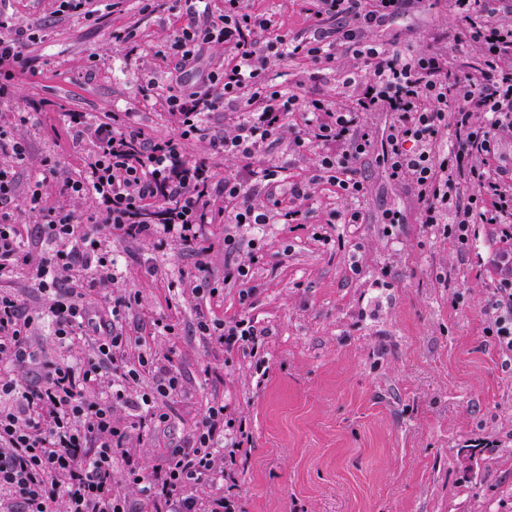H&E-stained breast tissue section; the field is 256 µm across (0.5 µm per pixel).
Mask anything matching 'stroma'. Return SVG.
Masks as SVG:
<instances>
[{"label": "stroma", "mask_w": 512, "mask_h": 512, "mask_svg": "<svg viewBox=\"0 0 512 512\" xmlns=\"http://www.w3.org/2000/svg\"><path fill=\"white\" fill-rule=\"evenodd\" d=\"M273 15L289 35L309 38L314 22L306 0H247ZM140 0H89L87 14L63 15L56 0H0V11L38 30L23 49L29 70L16 95L0 102V130L24 140L28 162L18 171L13 206L20 224L35 229L30 186L40 161H59L78 176L92 154L57 112H37L23 126L14 115L31 100L104 117L131 111L149 140L171 138L175 125L161 106L142 104L139 87H167L176 62L168 37L188 18L184 10L144 16ZM132 29L139 47L113 44L112 32ZM448 0H414L373 38L415 55L435 51L460 69L475 50L456 39ZM285 87L338 102L350 91L335 76L311 81L302 59L274 61ZM232 109L206 118L187 158H210L209 140L230 131ZM216 178L247 179L254 202L270 191L249 179L251 168L284 167L288 185L307 180L315 155H295L288 134L271 139L250 160L210 158ZM367 194L361 224L330 223L341 207L333 187L319 185L308 223L276 221L224 239V221L206 225L196 245L150 243L106 235L120 266L114 282L86 299L93 317L110 316L113 299L134 295L123 326L138 337L130 359L147 351L182 376L168 419L139 428L129 410L115 412L131 434L142 466L161 464L215 402L245 422L251 449L240 480L244 512H512V361L487 336L483 312L494 275L446 238L417 221L410 189L391 183L375 157L357 165ZM250 262L246 279L225 280L226 268ZM459 269L457 280L440 272ZM215 296L197 295L201 278ZM253 289L242 307V289ZM259 321L269 330L254 349L225 350L199 336V318ZM266 380H259V370Z\"/></svg>", "instance_id": "35a3bbf8"}]
</instances>
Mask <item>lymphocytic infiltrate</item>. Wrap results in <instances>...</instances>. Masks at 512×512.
Listing matches in <instances>:
<instances>
[{
    "mask_svg": "<svg viewBox=\"0 0 512 512\" xmlns=\"http://www.w3.org/2000/svg\"><path fill=\"white\" fill-rule=\"evenodd\" d=\"M410 0H311L317 24L312 39L298 41L271 17L249 9L245 0H224L222 14H212L208 0H170V9L185 8L189 22L168 38L165 49L177 74L167 90L143 85V103L158 102L172 117L176 137L146 141L126 116L114 112L95 119L67 112L63 119L90 139L95 153L83 177L59 180V163L41 161L38 189L30 209L41 223L47 245L37 254L24 231L3 205L16 194L17 166L28 161L24 141L0 135V276L23 269L34 278L48 302L39 316L53 325L58 347H81L89 312L83 295L114 282L112 249L103 228L125 238L162 248L177 240L194 245L205 225L214 223L209 202L221 197L229 226L268 224L276 216L293 217L278 196L253 203L235 174L215 180L206 161L187 159L182 142L201 131L206 116L231 106L243 117L225 134L209 141L211 155L250 159L298 112L303 127L294 133L293 152H316L308 181L292 183L291 200L307 201L318 184L336 189L350 208L333 210L339 224H359L355 202L367 193L355 166L375 143L367 118L389 113L388 133L378 159L390 182L408 185L418 204L423 228L469 251L473 240L489 244L488 262L496 275L486 305L488 335L504 357L512 356V178L499 165V143L512 134V0H451L459 38L477 48L466 67H448L443 54L407 55L369 38ZM0 99L11 98L25 73L26 30L11 15L0 13ZM225 46L224 62L200 70L210 47ZM351 52L357 64L340 70L351 94L335 104L313 96L300 98L275 82L273 59L302 58L313 66V79L335 69L339 51ZM57 183L61 196L92 199L94 209L84 231H76L74 213L40 206V186ZM477 194L462 198V185ZM93 270L81 289L60 290V277ZM130 298L113 301V321L97 336L92 354L67 361H42L31 345L36 317L23 314L20 302L0 292V512H130L128 498L115 485H126L145 501L149 512H242L235 492L238 469L248 456L245 428L224 418V407L210 405L185 439L161 465L145 472L134 458L129 434L116 427L117 408L146 411L165 422L160 403L178 396L177 373L165 370L149 389L139 387L143 369L154 366L151 354L130 362L132 339L118 325ZM203 337L225 348L256 344L266 330L256 321L200 320ZM40 365L42 382L24 381L29 366Z\"/></svg>",
    "mask_w": 512,
    "mask_h": 512,
    "instance_id": "f902f5d3",
    "label": "lymphocytic infiltrate"
}]
</instances>
